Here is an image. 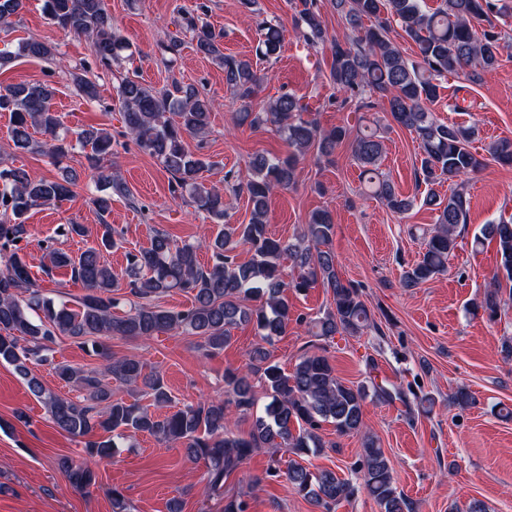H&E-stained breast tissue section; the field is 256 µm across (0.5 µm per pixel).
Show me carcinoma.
<instances>
[{"mask_svg":"<svg viewBox=\"0 0 512 512\" xmlns=\"http://www.w3.org/2000/svg\"><path fill=\"white\" fill-rule=\"evenodd\" d=\"M332 7L346 20L356 39H340L329 34L317 0H292L295 27L312 46L330 45V82L343 93L342 104L359 101L366 92L383 101L394 124L415 134L421 149L418 182L428 186L422 204L437 212L436 227L426 239L419 262L404 272L402 287L420 288L448 270V256L457 247L458 227L467 223L470 200L464 190V177L481 170L485 161L471 151L474 127L444 123L429 112L428 105L438 97V81L449 75L470 80L479 72L495 68L505 45L493 29L482 32L476 26L512 11V0H441L432 12L421 0H331ZM23 0H0V24L18 14ZM49 19L61 30L92 40L98 67L109 70L124 59L130 44L112 24L105 0H44ZM395 20L405 36L417 47V59L409 60L388 37V22ZM182 27L192 34L197 53L224 70V84L240 103L236 123L253 130L272 126L288 145L281 156L259 155L250 162L251 176L245 184L252 205L246 224L224 223V193L208 188L202 174L213 162L189 149L186 139L204 138L210 125L211 99L191 85L174 79L168 87L155 90L138 80L137 74L124 75L117 96L127 135L137 146L157 158L177 186L186 192L197 209L213 222L224 225L215 237L196 244L178 245L157 232L150 246L128 255L127 282L112 274L105 255L117 246L112 227L101 225L97 243L77 255L53 251L55 267L70 268L85 294L70 302L54 300L36 289L25 254L18 241L27 233L24 218L34 206L61 202L74 193L79 175L63 171L55 180L31 179L20 168L0 169V362L14 366L26 381L31 394L46 408L56 427L73 437L85 439L87 459L75 465L61 460V469L70 485L81 492L97 486L99 462L112 456L124 440L139 433L159 441H180L188 456L205 462L210 490L220 493L224 477L238 469L260 448L280 450L300 457L317 454L326 447L319 434L324 423L334 426L339 436L363 435L362 455L356 466L359 486L380 506L382 512H411V502L395 486L390 461L374 437L363 433L364 405L367 398L391 401L393 393L382 386L368 390L345 384L328 357L307 355L286 375L269 362L266 346L286 332L293 309L288 289L303 291L320 283L332 293L333 307L309 322V331L318 337L336 334L356 336L372 323L370 310L359 289L339 274L336 255L328 248L334 232L330 210L312 212L304 232L294 240L271 236L267 227L268 200L276 190H287L297 179V168L312 149L318 157L333 154L348 137L347 128H322L303 114L308 105L303 97L282 93L265 107L252 109L262 77L250 59L224 54V32L216 30L197 15L186 12ZM255 55L270 61L279 56L284 24L261 19L257 22ZM56 50L44 42H21L18 53L0 51V69L11 65L17 55L51 59ZM77 91L89 100L99 96L95 81L84 73H72ZM53 89L46 83L0 88V112L9 114L15 148L38 147L58 160L73 145L68 134H60V117L52 107ZM48 136L40 144L32 132ZM75 141L87 149L88 168L97 173L103 194L94 199L101 212L112 202V193H126L118 174L102 166L112 155V134L103 128H83L72 132ZM383 144L374 131L357 135L352 142L354 160L362 167H375ZM493 160L512 165V141L500 140L489 147ZM452 186L448 197L434 186ZM374 195L392 212L405 214L415 199L398 193L387 181L375 185ZM484 237L496 241L500 264L493 276L492 289L476 306L491 320L500 310V278L512 282V222L488 224ZM245 246L252 252L246 262L237 261L236 250ZM212 252V264L203 266L198 250ZM288 260L294 276L283 278L282 263ZM129 288L138 301L122 314L114 312L120 303L119 291ZM179 289L192 293L191 307L175 310L161 306L156 299ZM254 324L263 341L250 355L246 370L227 371L225 380L232 387L235 407L252 416L248 436H239L226 426L225 403L206 399L185 405L164 416L137 402H128L112 390V382L135 388L163 407L171 398L159 373L145 370L139 361L112 353L114 338L148 340L161 333L180 330L200 336L211 350H222L231 331L243 324ZM66 336L79 344L92 342L102 369H86L57 364L48 356L49 343ZM35 360L53 368L58 379L83 391L73 400L45 387L28 367ZM259 375L267 401L257 408L252 376ZM270 476L284 475L303 498L320 509L334 512L351 498L355 487L333 470L312 471L293 460L286 471L276 466Z\"/></svg>","mask_w":512,"mask_h":512,"instance_id":"1","label":"carcinoma"}]
</instances>
